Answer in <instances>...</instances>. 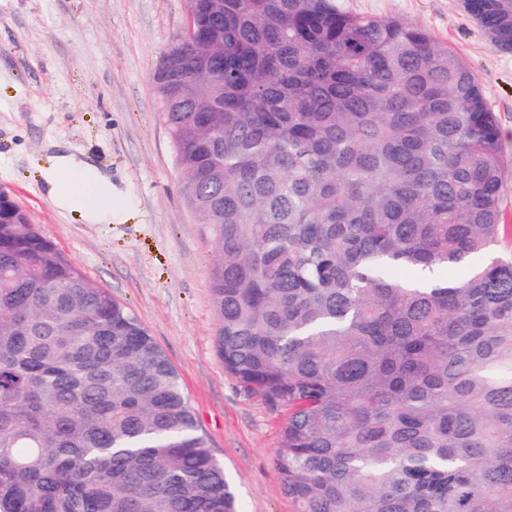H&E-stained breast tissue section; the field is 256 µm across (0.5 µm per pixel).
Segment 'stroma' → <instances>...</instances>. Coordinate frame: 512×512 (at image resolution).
I'll use <instances>...</instances> for the list:
<instances>
[{"instance_id": "obj_1", "label": "stroma", "mask_w": 512, "mask_h": 512, "mask_svg": "<svg viewBox=\"0 0 512 512\" xmlns=\"http://www.w3.org/2000/svg\"><path fill=\"white\" fill-rule=\"evenodd\" d=\"M341 2L421 26L468 64L500 126L512 220V52L460 0ZM185 22V0H0V189L148 330L241 512H295L274 465L286 412L244 389L216 353L212 238L181 193L159 117L152 73ZM62 153L111 177L130 203L125 223L84 224L50 203L42 171Z\"/></svg>"}]
</instances>
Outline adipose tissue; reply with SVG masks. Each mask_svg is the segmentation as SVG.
<instances>
[{"label": "adipose tissue", "mask_w": 512, "mask_h": 512, "mask_svg": "<svg viewBox=\"0 0 512 512\" xmlns=\"http://www.w3.org/2000/svg\"><path fill=\"white\" fill-rule=\"evenodd\" d=\"M44 182L53 205L84 223L110 224L123 218L124 196L96 167L76 155L55 156Z\"/></svg>", "instance_id": "1"}]
</instances>
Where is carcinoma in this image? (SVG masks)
I'll return each instance as SVG.
<instances>
[{
	"mask_svg": "<svg viewBox=\"0 0 512 512\" xmlns=\"http://www.w3.org/2000/svg\"><path fill=\"white\" fill-rule=\"evenodd\" d=\"M475 21L512 45V0ZM153 72L213 239L215 349L296 512H512L497 117L429 31L339 0H187ZM467 268L461 278L442 270ZM0 512H240L147 329L0 215Z\"/></svg>",
	"mask_w": 512,
	"mask_h": 512,
	"instance_id": "obj_1",
	"label": "carcinoma"
}]
</instances>
